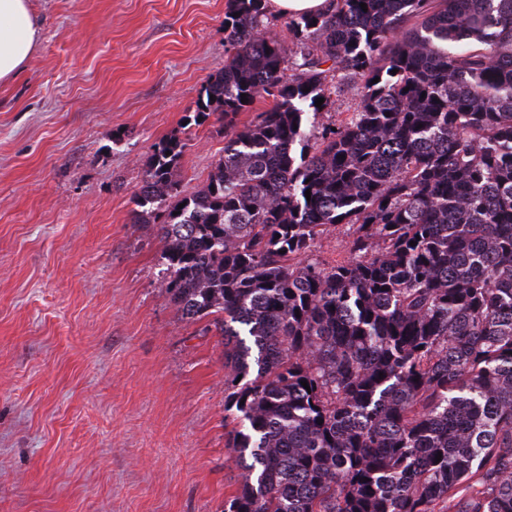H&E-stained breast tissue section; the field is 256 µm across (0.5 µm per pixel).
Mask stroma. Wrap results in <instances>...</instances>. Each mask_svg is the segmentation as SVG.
I'll list each match as a JSON object with an SVG mask.
<instances>
[{"label": "stroma", "instance_id": "1", "mask_svg": "<svg viewBox=\"0 0 512 512\" xmlns=\"http://www.w3.org/2000/svg\"><path fill=\"white\" fill-rule=\"evenodd\" d=\"M228 0H34L41 37L0 84V512H222L240 471L224 347L163 288L134 223L152 146L183 194L224 156L188 123L224 67Z\"/></svg>", "mask_w": 512, "mask_h": 512}]
</instances>
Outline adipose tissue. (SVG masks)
<instances>
[{
  "label": "adipose tissue",
  "instance_id": "1",
  "mask_svg": "<svg viewBox=\"0 0 512 512\" xmlns=\"http://www.w3.org/2000/svg\"><path fill=\"white\" fill-rule=\"evenodd\" d=\"M39 36L31 0H0V82L10 81L23 71Z\"/></svg>",
  "mask_w": 512,
  "mask_h": 512
}]
</instances>
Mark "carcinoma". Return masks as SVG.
Segmentation results:
<instances>
[{
	"label": "carcinoma",
	"instance_id": "obj_1",
	"mask_svg": "<svg viewBox=\"0 0 512 512\" xmlns=\"http://www.w3.org/2000/svg\"><path fill=\"white\" fill-rule=\"evenodd\" d=\"M224 48L193 111L224 158L184 195L163 139L134 194L224 344V512H512V0H329L286 42L228 0ZM334 89L355 108L320 125ZM348 227L347 225L339 226L337 231L336 228H329L318 238L316 243L318 254L327 262L335 263L336 260L346 255L351 240Z\"/></svg>",
	"mask_w": 512,
	"mask_h": 512
}]
</instances>
